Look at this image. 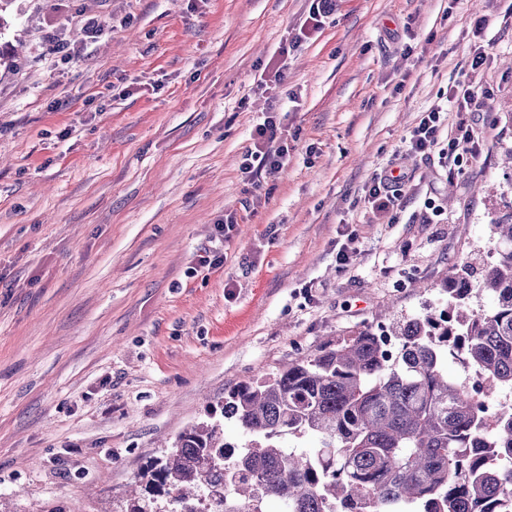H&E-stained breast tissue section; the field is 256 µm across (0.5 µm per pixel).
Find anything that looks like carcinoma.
Listing matches in <instances>:
<instances>
[{
  "mask_svg": "<svg viewBox=\"0 0 512 512\" xmlns=\"http://www.w3.org/2000/svg\"><path fill=\"white\" fill-rule=\"evenodd\" d=\"M496 257L443 283L448 310L395 326L398 356L363 326L258 382L224 393L221 416L245 438L239 451L221 421L185 428L138 473L121 512H493L512 492V404L487 424L483 398L512 390V212L496 219ZM494 306L474 312L473 290ZM481 383L448 376V357ZM315 446L295 451L290 438Z\"/></svg>",
  "mask_w": 512,
  "mask_h": 512,
  "instance_id": "cac0c4a2",
  "label": "carcinoma"
}]
</instances>
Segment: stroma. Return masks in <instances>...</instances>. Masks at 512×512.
I'll list each match as a JSON object with an SVG mask.
<instances>
[{"instance_id":"stroma-1","label":"stroma","mask_w":512,"mask_h":512,"mask_svg":"<svg viewBox=\"0 0 512 512\" xmlns=\"http://www.w3.org/2000/svg\"><path fill=\"white\" fill-rule=\"evenodd\" d=\"M310 0H9L0 30V512H116L225 390L361 326L439 312L512 209V0H337L256 80ZM487 19V65L467 34ZM99 20L94 38L84 18ZM76 47L67 61L46 33ZM479 94L478 155L405 140L449 87ZM287 167L255 200L263 112ZM408 180L391 215L365 186ZM436 208L429 211L425 200ZM224 262H196L225 214ZM348 265L336 254L345 244ZM275 112H267L251 133V143L245 149L241 172L255 190L261 189V179L275 177L288 164V130ZM287 132V134L285 133Z\"/></svg>"}]
</instances>
